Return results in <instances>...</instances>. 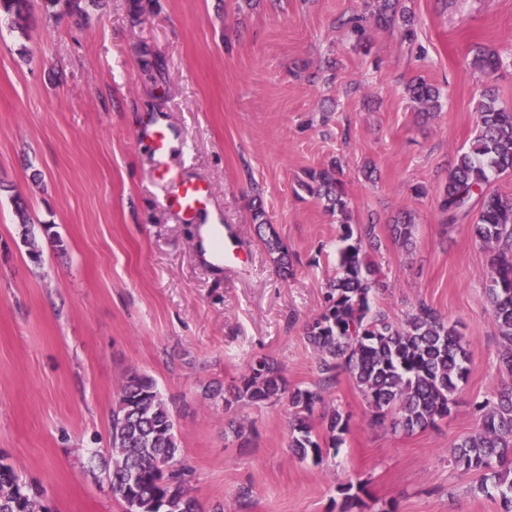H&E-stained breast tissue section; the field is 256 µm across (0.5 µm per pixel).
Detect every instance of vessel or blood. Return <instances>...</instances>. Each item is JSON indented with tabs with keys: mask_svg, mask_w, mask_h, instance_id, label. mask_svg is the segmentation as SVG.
Here are the masks:
<instances>
[{
	"mask_svg": "<svg viewBox=\"0 0 512 512\" xmlns=\"http://www.w3.org/2000/svg\"><path fill=\"white\" fill-rule=\"evenodd\" d=\"M140 136L151 142L158 159H160V176L170 188H173L174 202L179 211L186 220H195L207 196L206 186L184 179L167 166L165 159L172 150V138L166 128L159 125L147 126L141 130Z\"/></svg>",
	"mask_w": 512,
	"mask_h": 512,
	"instance_id": "vessel-or-blood-1",
	"label": "vessel or blood"
}]
</instances>
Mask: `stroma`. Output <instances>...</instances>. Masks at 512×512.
I'll return each mask as SVG.
<instances>
[{
  "mask_svg": "<svg viewBox=\"0 0 512 512\" xmlns=\"http://www.w3.org/2000/svg\"><path fill=\"white\" fill-rule=\"evenodd\" d=\"M402 4L413 41L371 23L366 51L346 21L370 16L373 0H141L137 15L130 0H101L84 19L30 0L25 27L0 17V456L48 512H124L105 472L112 405L135 370L174 403L201 512H338L348 482L364 487L353 512H500L478 476L451 462L454 444L478 429L475 403L512 382L498 368L489 253L467 226H446L437 199L471 146L484 89L512 106V0ZM484 48L501 57L490 74L471 65ZM417 78L442 93L434 118L422 119L406 90ZM155 117L179 135L168 167L207 185L208 211L237 253L230 263L206 259L196 226L167 198L138 137ZM335 158L353 223L381 227L370 254L389 285L380 307L401 318L426 300L469 340L458 404L435 427L370 425L347 375L321 385L304 341L339 242L335 217L298 181ZM417 184L426 197L413 198ZM257 193L299 259L289 281L257 238ZM406 209L416 214L409 251L386 230ZM257 354L283 363L289 387L320 389L349 415L322 464L292 454L284 405L225 410Z\"/></svg>",
  "mask_w": 512,
  "mask_h": 512,
  "instance_id": "35a3bbf8",
  "label": "stroma"
}]
</instances>
